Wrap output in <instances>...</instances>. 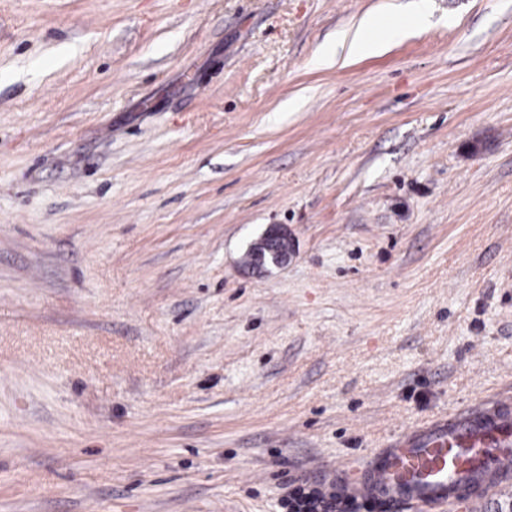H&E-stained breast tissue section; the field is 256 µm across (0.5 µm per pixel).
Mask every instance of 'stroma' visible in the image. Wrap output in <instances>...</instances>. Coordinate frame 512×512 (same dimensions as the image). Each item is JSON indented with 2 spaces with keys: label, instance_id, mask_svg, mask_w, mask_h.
Returning a JSON list of instances; mask_svg holds the SVG:
<instances>
[{
  "label": "stroma",
  "instance_id": "1",
  "mask_svg": "<svg viewBox=\"0 0 512 512\" xmlns=\"http://www.w3.org/2000/svg\"><path fill=\"white\" fill-rule=\"evenodd\" d=\"M501 396L512 0H0V512H288ZM375 27V18L371 15L360 20L350 37L336 43L335 53L326 54L317 60L318 67H331L340 61L344 64L352 58H364L381 52L379 40L373 39L371 32ZM339 49L342 52H339Z\"/></svg>",
  "mask_w": 512,
  "mask_h": 512
}]
</instances>
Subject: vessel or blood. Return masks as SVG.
I'll list each match as a JSON object with an SVG mask.
<instances>
[{
	"instance_id": "1",
	"label": "vessel or blood",
	"mask_w": 512,
	"mask_h": 512,
	"mask_svg": "<svg viewBox=\"0 0 512 512\" xmlns=\"http://www.w3.org/2000/svg\"><path fill=\"white\" fill-rule=\"evenodd\" d=\"M512 470V407L483 400L436 419L380 449L359 474L337 476L345 499H372L397 512H438L445 505L480 512Z\"/></svg>"
}]
</instances>
